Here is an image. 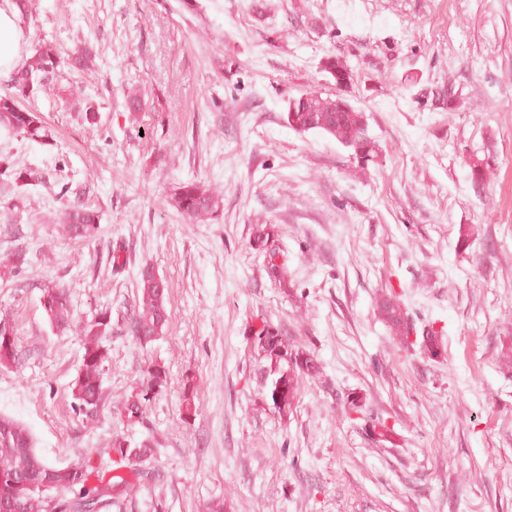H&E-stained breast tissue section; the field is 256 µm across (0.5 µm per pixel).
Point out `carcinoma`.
<instances>
[{
	"mask_svg": "<svg viewBox=\"0 0 512 512\" xmlns=\"http://www.w3.org/2000/svg\"><path fill=\"white\" fill-rule=\"evenodd\" d=\"M65 63L58 48L49 44L39 46L14 72L11 78L14 92L0 96V127L37 142L44 141L48 131L39 113L23 105L21 100L30 97L34 86ZM287 123L298 132L318 131L330 135L345 147L353 149L359 144L371 157L378 151L376 142L368 135L364 113L354 107L342 112L337 100L330 96L308 92L290 100ZM171 200L172 206L193 223L207 221L221 207L220 196L194 180L180 183ZM64 223L74 235L87 236L94 230L97 216L91 210L73 207L65 212ZM258 240L269 256L266 264L269 278L281 288L288 287L285 264L276 263L280 248L269 245L268 233ZM140 285L141 298L137 310L126 322V330L143 346L160 337L167 325L168 286H160L153 268L149 266L140 272ZM42 294L50 297L49 308L45 310L49 322L62 329L70 327L73 313L65 290L58 285H47ZM377 310L395 334L406 337L413 330L406 313L393 299L381 300ZM79 332L83 362L79 373L80 393L75 399L79 401L80 408L92 411L102 400L103 363L107 358L105 342L112 335V326L94 321L79 327ZM253 344L259 357L266 361L260 373L263 397L275 412L285 414L292 406L298 379L304 375H320V366L313 355L293 345L279 329L266 322L255 331ZM155 377L152 368H147L140 392L127 398L120 414L124 425L132 427L144 422ZM155 453L154 441L150 438L126 441V452L121 454V459L127 462L130 473L135 477L133 481L119 474L106 481L99 468L92 465L79 467L73 490L77 505L75 512H105L113 506H120L124 498L141 488V482L151 478V474L139 470L138 466ZM0 476H12L27 485L26 489L18 492L7 483H0V512H48L46 487H56L68 481L70 473L68 468L56 466L38 454L35 438L24 424L0 416Z\"/></svg>",
	"mask_w": 512,
	"mask_h": 512,
	"instance_id": "obj_1",
	"label": "carcinoma"
}]
</instances>
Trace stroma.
Listing matches in <instances>:
<instances>
[{"mask_svg":"<svg viewBox=\"0 0 512 512\" xmlns=\"http://www.w3.org/2000/svg\"><path fill=\"white\" fill-rule=\"evenodd\" d=\"M19 22L26 54L95 53L29 99L47 142L0 128V158L32 174L0 184V321L19 350L0 367V414L41 456L112 469L117 437L152 438L157 479L124 512H512V0H31ZM313 91L364 112L373 161L289 128V100ZM190 179L220 196L215 219L172 207ZM74 206L96 213L91 236L68 231ZM146 265L168 283L169 319L142 346L125 323ZM55 284L78 323L111 315L93 413L70 388L80 336L42 308ZM387 297L408 337L379 316ZM265 322L322 367L285 415L262 396L251 336ZM153 364L166 381L125 428ZM258 240L261 243V246L265 247L266 256H269L268 264H265L267 274L270 279H272L275 283H278L280 288H287L288 286V271L285 267L284 263L278 264L275 259L280 253V248L275 246L274 244L270 247H266L270 240L269 232L265 233V236L261 235L258 237ZM379 315L396 335L408 337L413 325L400 305L393 299H382L377 306ZM152 367L149 366L145 371V378L141 381L139 387L140 392L135 395L131 394L130 397L127 398L123 410L121 411L120 418L126 427H132L144 422L145 409L147 402L150 401L149 394L152 392V384L157 376L156 373L158 374L157 381L162 382L164 370H162L161 366L156 365L152 371ZM162 384L163 383H161L160 386H162Z\"/></svg>","mask_w":512,"mask_h":512,"instance_id":"1","label":"stroma"}]
</instances>
